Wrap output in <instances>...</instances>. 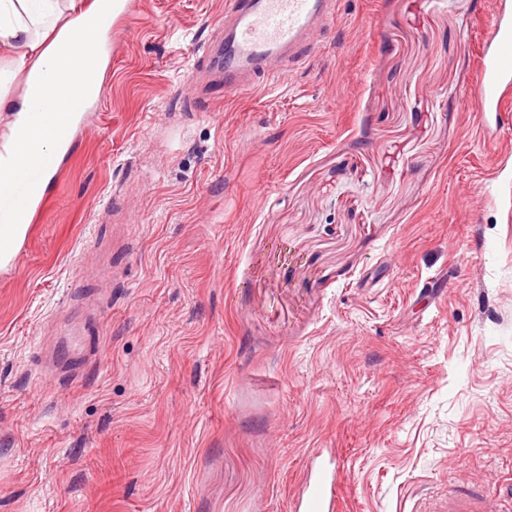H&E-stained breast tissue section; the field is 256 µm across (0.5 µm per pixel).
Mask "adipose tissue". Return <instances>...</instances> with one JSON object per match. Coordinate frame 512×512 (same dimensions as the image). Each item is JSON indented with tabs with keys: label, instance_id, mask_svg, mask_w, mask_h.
Listing matches in <instances>:
<instances>
[{
	"label": "adipose tissue",
	"instance_id": "1",
	"mask_svg": "<svg viewBox=\"0 0 512 512\" xmlns=\"http://www.w3.org/2000/svg\"><path fill=\"white\" fill-rule=\"evenodd\" d=\"M124 0H0V108L14 119L0 133V180L24 167L37 152L55 147L45 127L29 122L32 113L49 111L51 103L99 98L104 64L87 50L93 17L118 15ZM22 78L23 91L8 87Z\"/></svg>",
	"mask_w": 512,
	"mask_h": 512
}]
</instances>
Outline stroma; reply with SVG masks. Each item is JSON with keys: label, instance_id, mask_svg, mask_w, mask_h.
Listing matches in <instances>:
<instances>
[{"label": "stroma", "instance_id": "obj_1", "mask_svg": "<svg viewBox=\"0 0 512 512\" xmlns=\"http://www.w3.org/2000/svg\"><path fill=\"white\" fill-rule=\"evenodd\" d=\"M225 0H125L101 95L0 267V512H512V103L491 0H338L257 92L191 75ZM512 91V2L496 0L492 21L484 36V50L472 93L479 102L481 125L486 114L501 113ZM327 456H324V450ZM312 451V465L295 497V512H340L339 465L328 448ZM488 496L478 493L449 494L448 499L438 508L427 512H493Z\"/></svg>", "mask_w": 512, "mask_h": 512}]
</instances>
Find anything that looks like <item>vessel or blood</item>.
<instances>
[{
	"instance_id": "1",
	"label": "vessel or blood",
	"mask_w": 512,
	"mask_h": 512,
	"mask_svg": "<svg viewBox=\"0 0 512 512\" xmlns=\"http://www.w3.org/2000/svg\"><path fill=\"white\" fill-rule=\"evenodd\" d=\"M336 12V0H227L224 35L204 46V69L223 74L228 91L258 90L259 76L305 64L316 51L321 33L334 23ZM472 93L485 115L501 113L512 96V0H494ZM40 121L61 150L73 146L75 125L49 112L42 114ZM61 150L41 154L12 175L0 188V208L21 196L29 199L31 209L40 210L43 201L36 198L35 191L46 172L60 170ZM338 473L335 455L314 449L312 465L295 497L294 512H340ZM434 512L493 510L488 496L466 493L449 495Z\"/></svg>"
}]
</instances>
